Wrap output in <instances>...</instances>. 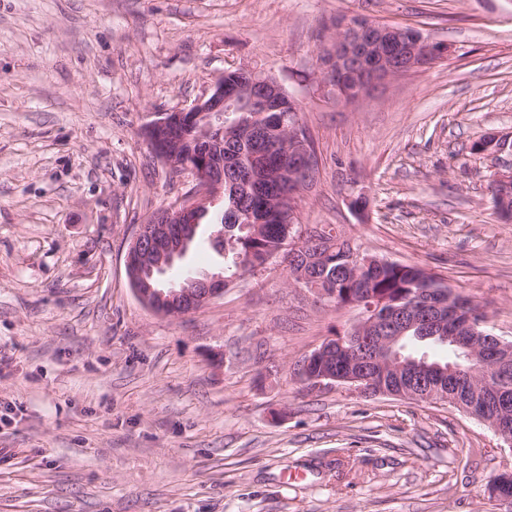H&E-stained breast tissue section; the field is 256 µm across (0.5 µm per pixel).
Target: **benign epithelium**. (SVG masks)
Instances as JSON below:
<instances>
[{"label": "benign epithelium", "mask_w": 512, "mask_h": 512, "mask_svg": "<svg viewBox=\"0 0 512 512\" xmlns=\"http://www.w3.org/2000/svg\"><path fill=\"white\" fill-rule=\"evenodd\" d=\"M450 52L448 45L423 35L411 39L398 35V28L382 25L367 18L355 22L338 20L319 56L324 87L338 102L347 103L367 94L374 87L404 75L416 68L430 66ZM241 78L234 84L219 77L209 96L191 106L163 112L143 127V134L155 156L178 173L187 172L193 188L179 201L163 208L147 223L138 225L125 257L126 275L138 301L154 313L166 317H182L196 312L224 293V276L198 273L177 286L156 288L153 276H165L176 260L185 257L189 239L182 228L198 224V215L209 212L214 200L224 193V171L220 165L209 166L204 157L221 146L224 136L251 130L259 125L277 127L280 136L267 143V150L279 155V175L283 186L278 198L268 207L253 212L242 211L231 222L246 231L274 216L285 225V236L279 256L288 265L289 279L298 288H307L320 299L326 293L317 287L306 266L291 263L298 251L314 245L311 228L292 234L296 221V203L308 187L316 169V152L308 131L299 119V104L277 77L265 71L240 70ZM190 133L198 150L194 159L183 151L185 133ZM508 147L507 138L491 133L477 141L476 152L499 155ZM492 188L497 210L507 216L512 210V163L495 173ZM384 260L363 252H352L347 268L354 278L372 263ZM348 304L364 308L360 319L351 326L350 334L377 344L372 359V374L362 368L353 351L343 342L330 339L308 355L300 364L299 375L314 386L341 385L366 395H388L419 400L427 397L423 386L414 379L424 376L422 363L402 357L397 341L408 331L419 336H448L458 343L459 332L466 331L474 341L464 346L467 358L484 369H499L512 356V343L488 332V316L484 308L472 306L466 321L452 326L448 316L452 299L441 296L428 300L410 318L365 307L362 298ZM328 362L333 366L320 373L311 372L315 365ZM512 483V473L500 475L489 487V494L506 506L512 497L503 488Z\"/></svg>", "instance_id": "benign-epithelium-1"}]
</instances>
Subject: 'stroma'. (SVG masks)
Returning <instances> with one entry per match:
<instances>
[{
	"mask_svg": "<svg viewBox=\"0 0 512 512\" xmlns=\"http://www.w3.org/2000/svg\"><path fill=\"white\" fill-rule=\"evenodd\" d=\"M354 15L450 53L336 102L316 62ZM240 68L302 108L299 225L423 267L512 341L490 193L512 154L471 151L512 133V0H0V512H504L512 447L488 423L299 377L360 311L280 260L180 318L135 297L130 240L192 186L142 128Z\"/></svg>",
	"mask_w": 512,
	"mask_h": 512,
	"instance_id": "obj_1",
	"label": "stroma"
}]
</instances>
